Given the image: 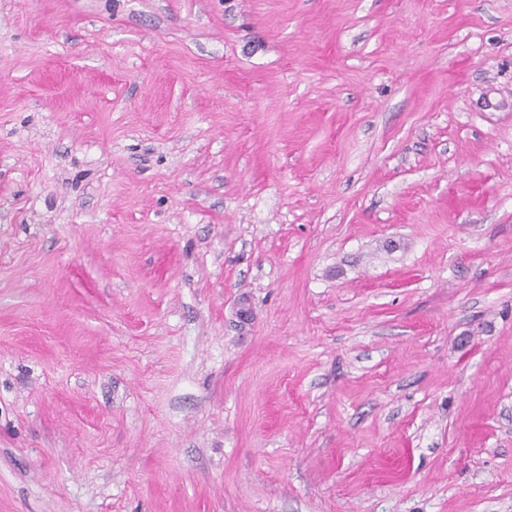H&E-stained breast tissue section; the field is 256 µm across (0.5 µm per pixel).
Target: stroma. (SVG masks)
<instances>
[{
	"mask_svg": "<svg viewBox=\"0 0 512 512\" xmlns=\"http://www.w3.org/2000/svg\"><path fill=\"white\" fill-rule=\"evenodd\" d=\"M0 512H512V0H0Z\"/></svg>",
	"mask_w": 512,
	"mask_h": 512,
	"instance_id": "1",
	"label": "stroma"
}]
</instances>
